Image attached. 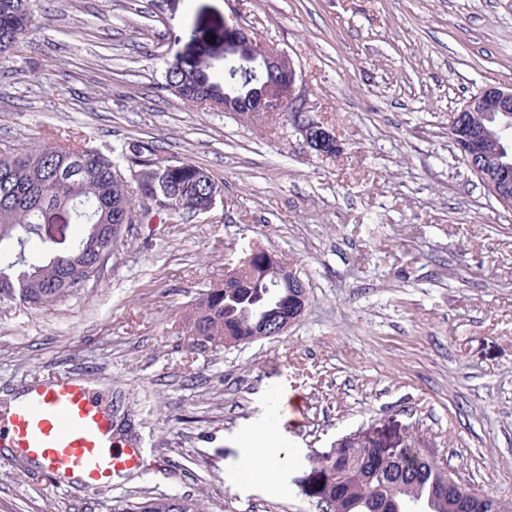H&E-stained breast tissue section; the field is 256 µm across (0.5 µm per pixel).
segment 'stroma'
<instances>
[{
	"instance_id": "1",
	"label": "stroma",
	"mask_w": 512,
	"mask_h": 512,
	"mask_svg": "<svg viewBox=\"0 0 512 512\" xmlns=\"http://www.w3.org/2000/svg\"><path fill=\"white\" fill-rule=\"evenodd\" d=\"M34 31L0 60V147L77 142L131 176L133 143L207 169L214 208L128 225L99 277L30 310L0 304V414L28 387L91 381L116 440L151 467L107 494L18 472L0 447V512H114L191 495L206 512H320L315 454L365 434L512 499V213L448 137L488 83L512 84V0H31ZM288 53L310 116L341 145L183 103L173 56L224 71V26ZM259 241L309 295L283 336L188 351L179 318ZM304 406L281 415L282 400ZM275 422L286 490L228 480L254 422Z\"/></svg>"
}]
</instances>
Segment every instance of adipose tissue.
<instances>
[{
    "label": "adipose tissue",
    "instance_id": "adipose-tissue-1",
    "mask_svg": "<svg viewBox=\"0 0 512 512\" xmlns=\"http://www.w3.org/2000/svg\"><path fill=\"white\" fill-rule=\"evenodd\" d=\"M287 464L288 458L276 433L268 423L263 422L246 432L235 475L249 478L253 483L267 482L270 488L281 491L285 485L280 476Z\"/></svg>",
    "mask_w": 512,
    "mask_h": 512
}]
</instances>
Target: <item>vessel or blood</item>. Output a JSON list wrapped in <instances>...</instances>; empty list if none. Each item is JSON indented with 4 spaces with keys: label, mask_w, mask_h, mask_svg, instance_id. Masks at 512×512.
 Returning a JSON list of instances; mask_svg holds the SVG:
<instances>
[{
    "label": "vessel or blood",
    "mask_w": 512,
    "mask_h": 512,
    "mask_svg": "<svg viewBox=\"0 0 512 512\" xmlns=\"http://www.w3.org/2000/svg\"><path fill=\"white\" fill-rule=\"evenodd\" d=\"M1 446L51 478L88 488L148 466L141 448L117 444L101 392L79 378L28 389L24 401L0 417Z\"/></svg>",
    "instance_id": "vessel-or-blood-1"
}]
</instances>
